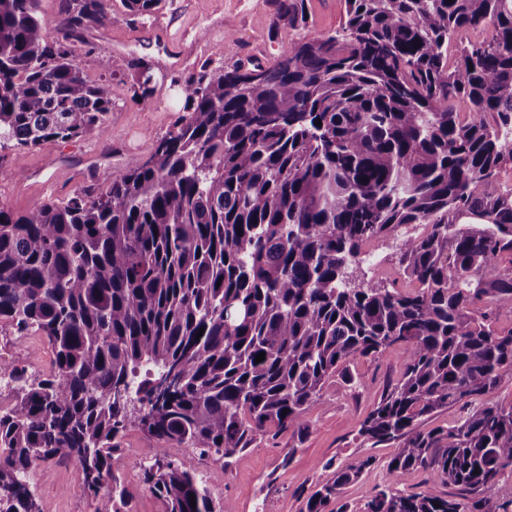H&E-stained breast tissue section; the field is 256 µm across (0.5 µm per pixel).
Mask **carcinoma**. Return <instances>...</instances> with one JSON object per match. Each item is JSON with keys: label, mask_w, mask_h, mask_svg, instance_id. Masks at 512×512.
I'll use <instances>...</instances> for the list:
<instances>
[{"label": "carcinoma", "mask_w": 512, "mask_h": 512, "mask_svg": "<svg viewBox=\"0 0 512 512\" xmlns=\"http://www.w3.org/2000/svg\"><path fill=\"white\" fill-rule=\"evenodd\" d=\"M40 2L0 0V148L107 130L112 98L73 43L110 0H60L52 31ZM160 2L123 0L138 17ZM273 3L275 23L306 26L307 0ZM345 5L341 30L271 66L207 62L176 81L182 114L105 191L0 208V322L55 353L47 376L7 372L0 512H41L35 459L76 462L94 512H133L114 471L130 429L161 512H217L196 456L227 469L270 427L305 433L336 373L393 349L400 377L357 434L397 452L359 512H508L492 492L512 474V406L423 424L512 373V330L491 325L512 315V186L498 179L512 164V0ZM480 26L489 38L464 40ZM130 67L144 101L154 76ZM371 241L395 243L412 287L358 281ZM170 442L194 453L172 460ZM373 464L336 469L306 512ZM416 471L429 492L398 488Z\"/></svg>", "instance_id": "carcinoma-1"}]
</instances>
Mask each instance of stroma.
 Here are the masks:
<instances>
[{"mask_svg": "<svg viewBox=\"0 0 512 512\" xmlns=\"http://www.w3.org/2000/svg\"><path fill=\"white\" fill-rule=\"evenodd\" d=\"M308 13L307 26L292 29L274 26L272 0H163L147 19L131 16L121 0H111L106 25L90 38L94 52L77 50L89 79L105 84L112 97L106 133L0 149V208L22 215L50 197L63 200L86 187L105 191L113 172L145 162L153 140L170 129L181 106L173 78L196 72L209 61L228 65L250 57L273 64L291 43L339 29L345 21L344 0H308ZM103 56L112 60L111 73L98 66ZM134 58L145 59L164 76L152 97L142 102L133 99L134 77L127 67ZM18 168L25 170V178L15 176ZM364 252L362 279L382 286L401 281L390 244L370 243ZM0 361L46 374L54 353L43 336L32 332L18 337L5 328L0 330ZM401 364L398 349L351 363V381L330 383L320 405L309 410L310 427L302 439L266 435L226 470L212 460H199L197 467L219 512H304L308 496L330 479L333 469L370 456L374 465L346 486L339 499L347 512H358L385 480L393 454L392 449L361 443L358 422L397 379ZM147 453L143 434L130 430L117 473L134 493L135 512H161L160 502L141 480ZM28 480L43 512H93L81 490L82 474L72 462H34Z\"/></svg>", "mask_w": 512, "mask_h": 512, "instance_id": "obj_1", "label": "stroma"}]
</instances>
